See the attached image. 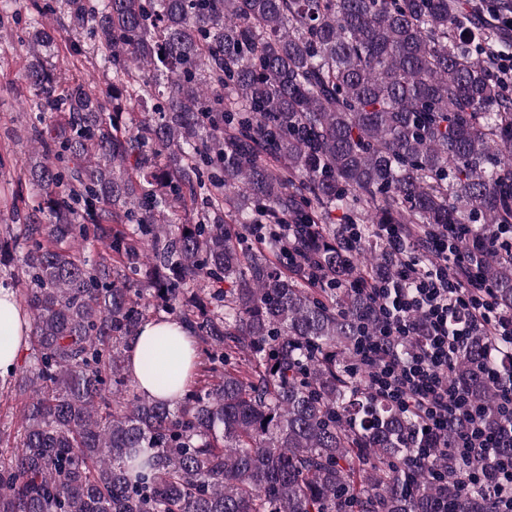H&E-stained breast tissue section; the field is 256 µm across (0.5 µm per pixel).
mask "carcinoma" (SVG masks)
<instances>
[{"mask_svg": "<svg viewBox=\"0 0 512 512\" xmlns=\"http://www.w3.org/2000/svg\"><path fill=\"white\" fill-rule=\"evenodd\" d=\"M18 0H0V37ZM28 18L39 160L0 237L21 275L32 363L0 452V512H493L418 423L354 370L380 328L367 282L395 277L386 224H442L484 252L512 319V89L455 0H56ZM96 33L109 102L50 64L46 11ZM137 103L143 119L128 110ZM46 112L64 122L38 126ZM255 224L268 227L248 246ZM105 243L95 259L89 240ZM217 381L174 401L125 352L150 301ZM512 339L467 337L451 375L499 426L488 372Z\"/></svg>", "mask_w": 512, "mask_h": 512, "instance_id": "cac0c4a2", "label": "carcinoma"}]
</instances>
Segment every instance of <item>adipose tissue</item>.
Returning <instances> with one entry per match:
<instances>
[{
    "label": "adipose tissue",
    "mask_w": 512,
    "mask_h": 512,
    "mask_svg": "<svg viewBox=\"0 0 512 512\" xmlns=\"http://www.w3.org/2000/svg\"><path fill=\"white\" fill-rule=\"evenodd\" d=\"M23 313L10 289H0V374L9 373L16 364L24 343L21 339L20 317ZM166 341L170 348L160 351L158 368L173 375L179 387H187L195 372L197 360L194 340L185 325L172 321H150L145 323L138 336L130 343L127 352V367L140 383L147 395L158 396L153 379L141 367V355L145 346Z\"/></svg>",
    "instance_id": "obj_1"
}]
</instances>
